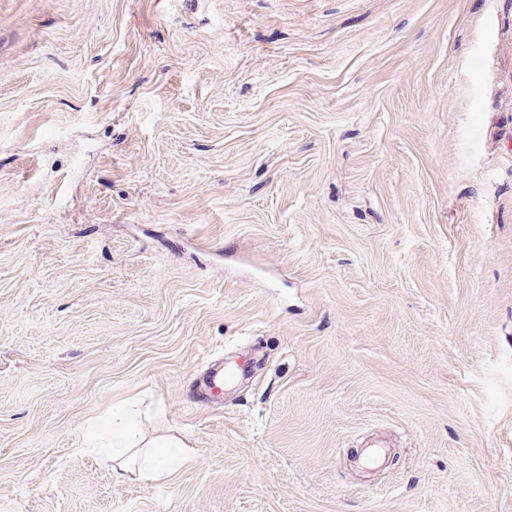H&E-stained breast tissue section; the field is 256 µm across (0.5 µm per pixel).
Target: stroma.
Here are the masks:
<instances>
[{
  "mask_svg": "<svg viewBox=\"0 0 512 512\" xmlns=\"http://www.w3.org/2000/svg\"><path fill=\"white\" fill-rule=\"evenodd\" d=\"M0 512H512V0H0ZM239 375L240 372L235 373L233 370L225 372L224 364L220 361L212 366L207 377L200 382V393L206 399L217 398L220 390H224V384ZM87 442L86 448H104L99 445L108 443L106 448H112V473L116 478L130 474L155 483L169 479L172 459L159 453L142 454L135 448H187L184 442L165 436L145 440L136 416L129 410L112 412V416L96 420Z\"/></svg>",
  "mask_w": 512,
  "mask_h": 512,
  "instance_id": "35a3bbf8",
  "label": "stroma"
}]
</instances>
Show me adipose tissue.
<instances>
[{
  "label": "adipose tissue",
  "mask_w": 512,
  "mask_h": 512,
  "mask_svg": "<svg viewBox=\"0 0 512 512\" xmlns=\"http://www.w3.org/2000/svg\"><path fill=\"white\" fill-rule=\"evenodd\" d=\"M87 442L92 448L104 443L109 445L112 472L116 478L130 474L155 483L168 480L172 460L164 451L177 445L176 440L164 436L144 439L136 416L129 411L96 420Z\"/></svg>",
  "instance_id": "ef3b65f1"
}]
</instances>
